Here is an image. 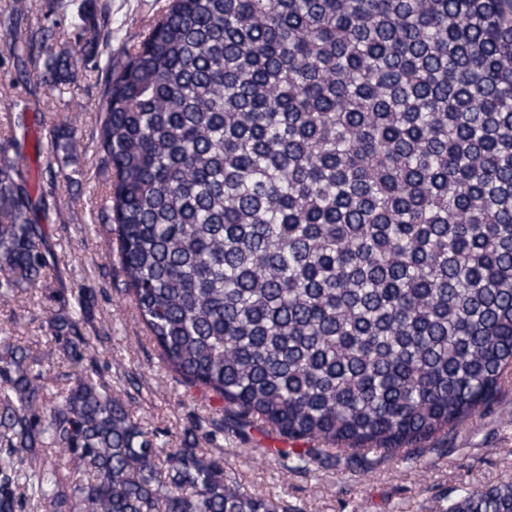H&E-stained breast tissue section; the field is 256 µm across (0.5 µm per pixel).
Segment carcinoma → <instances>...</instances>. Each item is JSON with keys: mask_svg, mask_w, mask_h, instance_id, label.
Here are the masks:
<instances>
[{"mask_svg": "<svg viewBox=\"0 0 512 512\" xmlns=\"http://www.w3.org/2000/svg\"><path fill=\"white\" fill-rule=\"evenodd\" d=\"M87 31L80 0H59ZM100 209L165 369L304 448L396 452L491 405L512 371V0H165L107 60ZM0 167V300L47 265ZM74 385L0 338V512H278L190 431L134 420L58 316ZM58 450L80 474L66 484ZM448 512H512V483Z\"/></svg>", "mask_w": 512, "mask_h": 512, "instance_id": "obj_1", "label": "carcinoma"}]
</instances>
